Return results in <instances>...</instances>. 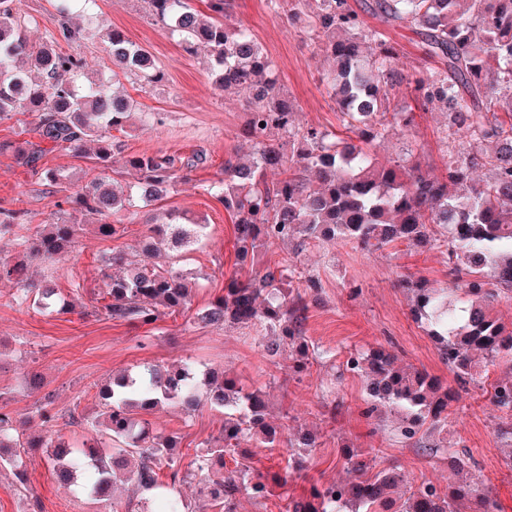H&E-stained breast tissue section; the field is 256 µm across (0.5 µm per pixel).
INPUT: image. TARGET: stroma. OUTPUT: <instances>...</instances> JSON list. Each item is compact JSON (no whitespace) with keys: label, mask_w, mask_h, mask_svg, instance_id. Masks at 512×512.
Returning <instances> with one entry per match:
<instances>
[{"label":"stroma","mask_w":512,"mask_h":512,"mask_svg":"<svg viewBox=\"0 0 512 512\" xmlns=\"http://www.w3.org/2000/svg\"><path fill=\"white\" fill-rule=\"evenodd\" d=\"M348 2L369 26L381 28L386 40L397 46L399 69H422L421 37L416 29L381 25L371 11L374 0ZM293 7L292 0H233L224 22L250 30L275 66L282 93L293 101L298 126L344 136L341 114L322 82L328 62L317 49L307 17L295 14ZM72 25L85 30L87 37L63 44V51L79 55L88 70L109 75L112 90L133 100L138 111L155 112L162 119L158 125L137 124L118 133L122 154L115 157L109 177L124 185L135 183V171L123 163L127 155L161 152L188 157L204 152L205 163L190 172L188 182L178 183L161 205L202 220L208 226V238L185 262L186 269L197 276L191 308L149 326L115 322L96 310L104 290L100 258L111 251L136 250L147 230L149 216L144 212L121 213L125 226L121 236L110 239L89 231L80 238L75 254L64 255L49 266L32 263V278L51 275L60 295L74 301L72 310L36 312L16 303L12 284H0V412L26 421L28 430H37L39 423L31 414L38 393L30 390L28 378L39 374L43 390L53 393L56 409L64 413L55 422V430L78 446L87 434L84 419L95 411L97 392L109 373L144 363L166 365L183 360L200 368L227 370L245 390L262 389L275 423L292 432L307 429L317 436V446L307 458L308 481L271 487L262 498L241 492L238 512H285L289 498L307 494L309 480L346 479L343 448L347 445L371 450L381 464L400 465L411 484L429 480L442 487L453 475L454 451L467 448L473 470L492 491L498 512H512V468L505 464L507 450L496 432L500 414L493 410L487 393L500 373L498 367H491L487 376L470 385L450 407L447 432L427 434V441L434 444L430 450L418 442L398 439L391 417L366 418L360 379L337 373L349 352L382 346L402 363L452 382L437 344L423 325L413 321L409 294L402 285L408 277L433 284L448 282L445 249L422 252L398 241L382 250L364 252L349 244L298 249L278 242L263 251L254 268L238 266L234 219L211 186L223 178L226 159L245 162L253 152L243 136L251 109L247 94L222 91L206 66L207 49L200 46L195 52L186 51L154 19L146 0H88ZM101 26L117 29L145 48L161 80L147 84L114 68L103 44L93 37ZM35 125V115L28 112L0 118V210L25 211L22 232L26 235L52 222L59 199L40 179L42 170L65 169L77 187L99 174L91 159L41 140ZM445 129L442 113L419 111L411 129L377 143L374 152L380 162L408 158L440 175L448 163ZM24 140L39 147L28 167L18 164L9 148L10 143ZM282 265L292 271L296 287H304L311 275L321 285L309 304L303 333L316 358L300 377L290 369V351L266 356L256 331L198 327L192 322L195 310L221 295L232 274L246 277ZM72 408L78 410L79 419L66 418ZM147 420L154 429L176 436L179 446L174 456L185 468L200 454L204 441L219 435L224 413L204 405L187 414L171 406L148 414ZM115 501L109 507L88 496L81 486H60L36 456L28 463L26 482H19L10 471L0 472V512H133L137 498L122 484Z\"/></svg>","instance_id":"obj_1"}]
</instances>
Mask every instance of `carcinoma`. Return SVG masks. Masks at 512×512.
<instances>
[{
  "instance_id": "obj_1",
  "label": "carcinoma",
  "mask_w": 512,
  "mask_h": 512,
  "mask_svg": "<svg viewBox=\"0 0 512 512\" xmlns=\"http://www.w3.org/2000/svg\"><path fill=\"white\" fill-rule=\"evenodd\" d=\"M54 28L36 46L26 36L27 20L16 0H0V117L32 112L41 139L78 155H88L98 168L111 167L121 144L112 131L124 130L136 111L128 98L109 91L107 78L85 70L80 58L58 49L77 32L69 23L71 3L58 0ZM317 34L318 46L332 59L325 87L352 133L340 138L316 127L295 125V106L278 87L271 61L250 32L224 25L231 0H208L210 15L199 13L192 0H147L151 15L192 50L210 49L211 74L225 90L249 94L252 109L246 134L252 159L224 161V179L213 186L234 217L235 250L245 260L276 241L295 240L299 247L330 241L377 251L397 242L417 249L445 245L448 287L428 286L422 278L406 281L412 295V319L426 324L439 345L443 362L457 387L403 365L396 354L376 348L350 355L345 370L365 383V415L383 409L394 413L396 430L420 441L424 425L443 429L448 409L459 391L500 366L505 372L491 384L489 401L501 413L498 435L509 448L512 468V323L495 313L512 301V0H375L373 10L392 25H409L422 36V56L443 67L406 74L396 66L397 49L382 33L369 28L348 0H297ZM112 64L153 83L160 78L144 48L109 29L103 34ZM448 113L447 130L468 138V147L448 158L446 173L430 174L405 161L381 164L371 147L395 130L413 125L414 109ZM288 138L285 153L272 136ZM206 160L196 153L185 161L165 153L132 156L125 163L138 182L125 189L97 180L68 192L69 176L60 169L42 173L48 185L65 193L62 204L85 217L81 224L59 217L31 235H21L24 213L0 210V237L13 236L19 248L12 259L0 258V281L17 287L15 301L41 313L67 311L73 303L60 296L51 281L28 277L27 262H53L76 246L90 227L103 237L124 232L110 217L135 207L156 206L162 189L175 186L177 167L192 171ZM487 168L491 177L476 182L472 172ZM268 170L285 177L273 185ZM312 171L316 184L303 177ZM208 225L185 213L151 218L141 254L112 251L101 258L106 280L101 314L135 327L152 325L190 305L192 289L182 269L185 254L203 242ZM284 271L267 270L245 279L233 275L224 293L196 314L203 327L254 326L268 355L296 346L291 369L300 376L312 353L304 344L307 304L301 293L284 287ZM99 411L86 420L91 436L75 450L52 433L60 418L50 398L35 407L39 433L19 429L17 419L0 413V467L16 470L27 481L23 458L40 450L57 481L81 480L91 497L108 502L113 482L122 475L137 492L157 488L159 471L170 469L171 485L186 481L171 456L177 443L150 428L137 415L175 403L194 411L201 403L224 411L220 436L204 442L191 476L199 496L218 512H237L242 490L256 498L270 486H286L288 474L270 473L245 463V443L266 448H314L306 433L288 436V427L269 420L268 401L259 390L247 391L226 373L201 371L187 362L168 366L143 364L114 375L98 391ZM106 436L113 448H100ZM238 454L244 463L226 470L225 456ZM343 458L354 478L312 485L303 498L292 499L286 512H497L490 491L479 488L470 472V455L457 453L455 463L466 478L442 488L431 481L413 486L401 467L380 466L359 448L345 447Z\"/></svg>"
}]
</instances>
